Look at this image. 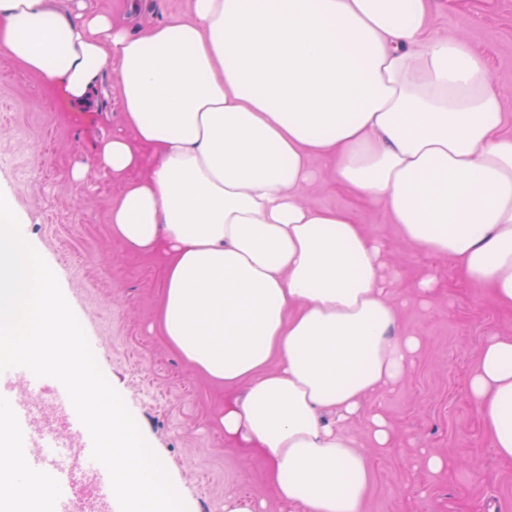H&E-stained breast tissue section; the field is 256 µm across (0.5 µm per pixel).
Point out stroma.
<instances>
[{"label":"stroma","instance_id":"1","mask_svg":"<svg viewBox=\"0 0 512 512\" xmlns=\"http://www.w3.org/2000/svg\"><path fill=\"white\" fill-rule=\"evenodd\" d=\"M129 33L188 14L191 0H93ZM434 35L481 52L504 91L505 132H512V0H433ZM96 111H71L57 92L0 58V194L19 219L23 238L57 275L95 359L121 395L153 452L163 460L186 512H224L235 496L285 512L264 480L266 462L229 450L216 418L224 393L197 374L153 331L161 293V260L128 251L113 238L109 211L120 187L91 172L75 184L70 172L88 162L103 136L123 127L119 76L100 75ZM303 204L348 211L382 241L402 303V327L424 346L403 380L378 400L397 432L396 446L372 452L373 482L364 512H512V462L489 446L465 380L487 337L512 333V312L468 286L448 259L409 246L384 199H362L337 184L329 162L315 157ZM426 272L443 285L429 305L415 297ZM460 459L429 477L422 452Z\"/></svg>","mask_w":512,"mask_h":512}]
</instances>
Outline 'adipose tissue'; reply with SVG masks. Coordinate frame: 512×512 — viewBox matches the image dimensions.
Instances as JSON below:
<instances>
[{"mask_svg":"<svg viewBox=\"0 0 512 512\" xmlns=\"http://www.w3.org/2000/svg\"><path fill=\"white\" fill-rule=\"evenodd\" d=\"M431 0H192L133 35L77 0H0V56L81 112L121 77L122 133L92 165L121 186L113 237L161 255L156 330L224 391L217 425L290 512H363L367 454L396 431L372 403L423 345L400 328L387 251L345 210L298 198L310 156L380 196L404 241L451 259L512 311V135L484 57L434 35ZM466 391L512 461V334L488 337ZM0 412V512L49 487Z\"/></svg>","mask_w":512,"mask_h":512,"instance_id":"ef3b65f1","label":"adipose tissue"}]
</instances>
